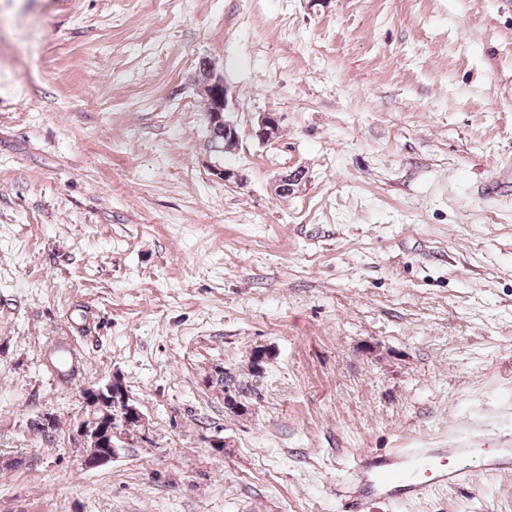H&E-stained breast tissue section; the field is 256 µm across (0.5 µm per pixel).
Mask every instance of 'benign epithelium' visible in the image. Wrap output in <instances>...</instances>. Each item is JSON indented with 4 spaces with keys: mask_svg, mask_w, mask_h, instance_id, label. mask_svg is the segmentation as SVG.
Here are the masks:
<instances>
[{
    "mask_svg": "<svg viewBox=\"0 0 512 512\" xmlns=\"http://www.w3.org/2000/svg\"><path fill=\"white\" fill-rule=\"evenodd\" d=\"M199 82L208 103L207 122L209 131L224 129V144L212 150L225 154L236 151L239 135L235 123L230 118L229 89L224 79L213 68L205 66L200 71ZM280 118L276 112L259 114L254 134L263 143L273 142L278 138ZM302 180V171L293 170L279 174L275 180L274 191L277 194L291 193ZM119 377L114 376L104 385L88 384L80 392L84 406V415L73 432L74 441L82 448H103L93 455H83L80 465L84 469H95L110 462L117 452L116 441L128 442L123 433L128 421L137 420V425L145 421L144 415L133 403L129 392H117L113 384Z\"/></svg>",
    "mask_w": 512,
    "mask_h": 512,
    "instance_id": "obj_1",
    "label": "benign epithelium"
}]
</instances>
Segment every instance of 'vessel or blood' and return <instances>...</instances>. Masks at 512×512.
<instances>
[{"mask_svg":"<svg viewBox=\"0 0 512 512\" xmlns=\"http://www.w3.org/2000/svg\"><path fill=\"white\" fill-rule=\"evenodd\" d=\"M506 454L503 448H452L447 455L436 456L419 448H406L401 454V465L389 466L386 457L367 453L359 456L358 469L372 475L370 491L392 497L417 496L432 486L453 487L468 481L470 458H481L485 469L496 471Z\"/></svg>","mask_w":512,"mask_h":512,"instance_id":"obj_1","label":"vessel or blood"}]
</instances>
